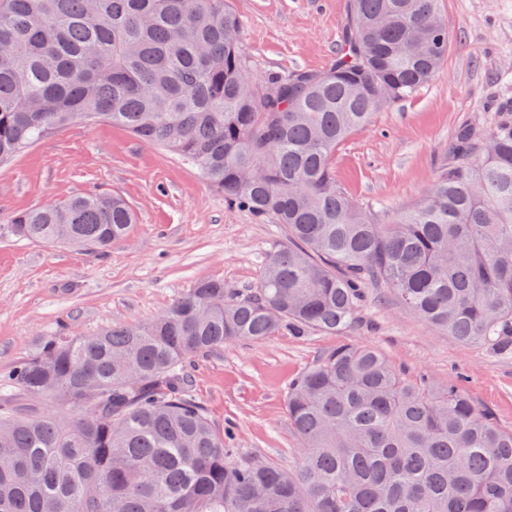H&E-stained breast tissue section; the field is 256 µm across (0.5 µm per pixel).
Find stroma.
<instances>
[{"label": "stroma", "instance_id": "stroma-1", "mask_svg": "<svg viewBox=\"0 0 512 512\" xmlns=\"http://www.w3.org/2000/svg\"><path fill=\"white\" fill-rule=\"evenodd\" d=\"M255 85L269 74L321 70L336 57L348 0H230ZM448 21L441 71L411 97L377 110L336 149L338 185L390 217L417 204L456 128L491 125L485 106L512 98V0H439ZM87 193L117 194L136 221L127 242L104 251L20 240L17 213ZM284 233L227 206L223 193L164 148L109 123L84 122L0 163V371L46 337L89 336L143 323L201 280L255 287ZM374 344L413 377L461 379L472 401L512 428V354L460 343L396 301H370L341 335L281 334L238 341L189 366L196 397L217 430L234 428L236 451L284 467L300 453L283 404L288 384L322 352Z\"/></svg>", "mask_w": 512, "mask_h": 512}]
</instances>
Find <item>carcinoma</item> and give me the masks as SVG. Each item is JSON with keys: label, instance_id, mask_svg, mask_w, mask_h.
I'll return each mask as SVG.
<instances>
[{"label": "carcinoma", "instance_id": "cac0c4a2", "mask_svg": "<svg viewBox=\"0 0 512 512\" xmlns=\"http://www.w3.org/2000/svg\"><path fill=\"white\" fill-rule=\"evenodd\" d=\"M447 54L438 0H349L327 69L243 93L225 0H0V161L74 120L110 122L287 233L257 286L200 281L146 323L51 336L0 377L73 409L0 411V512H512V429L367 343L288 385L291 470L227 448L187 371L237 340L346 332L381 288L461 343L512 352V100L490 103L489 129L460 126L425 197L385 224L333 171L378 89L410 97ZM132 222L122 198L87 195L11 231L99 249Z\"/></svg>", "mask_w": 512, "mask_h": 512}]
</instances>
